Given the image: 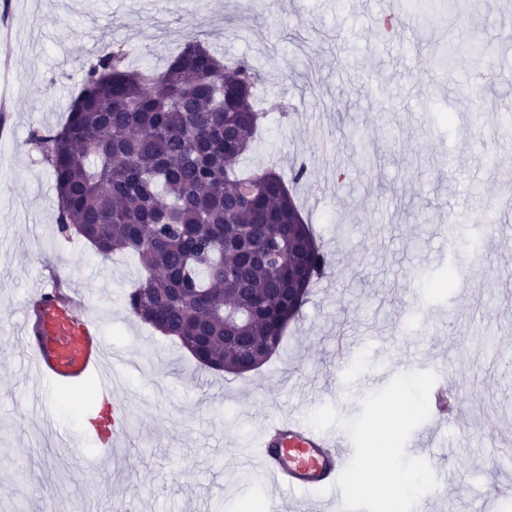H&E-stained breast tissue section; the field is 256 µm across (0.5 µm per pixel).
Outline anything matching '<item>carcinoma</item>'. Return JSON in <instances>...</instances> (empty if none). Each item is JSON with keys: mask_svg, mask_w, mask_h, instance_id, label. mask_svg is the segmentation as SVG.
<instances>
[{"mask_svg": "<svg viewBox=\"0 0 512 512\" xmlns=\"http://www.w3.org/2000/svg\"><path fill=\"white\" fill-rule=\"evenodd\" d=\"M126 59L122 45L104 49L65 123L32 136L55 179L58 233L137 256L135 316L208 369L254 371L304 305L291 278L308 289L328 265L282 176L240 170L257 144L259 76L193 36L160 72Z\"/></svg>", "mask_w": 512, "mask_h": 512, "instance_id": "cac0c4a2", "label": "carcinoma"}]
</instances>
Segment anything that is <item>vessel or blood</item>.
Returning <instances> with one entry per match:
<instances>
[{
	"label": "vessel or blood",
	"mask_w": 512,
	"mask_h": 512,
	"mask_svg": "<svg viewBox=\"0 0 512 512\" xmlns=\"http://www.w3.org/2000/svg\"><path fill=\"white\" fill-rule=\"evenodd\" d=\"M22 330L37 380L72 388L93 380L103 395L112 396V439L123 443L127 414L122 401L112 395V377L120 373L126 360L107 358L99 324L86 307L63 296L55 283H47L24 305ZM433 403L436 428L455 420L458 405L451 385L437 386ZM349 453L339 435L313 429L288 414L272 417L261 426L250 456L284 494L333 486Z\"/></svg>",
	"instance_id": "obj_1"
}]
</instances>
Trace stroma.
Returning a JSON list of instances; mask_svg holds the SVG:
<instances>
[{
  "mask_svg": "<svg viewBox=\"0 0 512 512\" xmlns=\"http://www.w3.org/2000/svg\"><path fill=\"white\" fill-rule=\"evenodd\" d=\"M474 19L427 34L419 12L386 33L373 0H9L0 47V512H243L273 488L244 454L268 417L332 405L348 420L407 363L456 387L459 413L414 455L457 476L430 512H502L512 503V0H476ZM203 34L259 72L267 117L243 165L289 175L328 255L280 351L238 376L199 365L129 313L143 274L57 233V193L33 131L60 127L91 62L124 45L132 68L162 70L183 36ZM450 74L430 65L447 42ZM373 154L365 164V154ZM463 234L449 240V226ZM457 279L443 292L445 272ZM55 274L84 299L128 367L115 392L128 448L102 457L80 392L33 382L20 309ZM53 402V420L40 416ZM68 434L72 449L62 448Z\"/></svg>",
  "mask_w": 512,
  "mask_h": 512,
  "instance_id": "stroma-1",
  "label": "stroma"
}]
</instances>
